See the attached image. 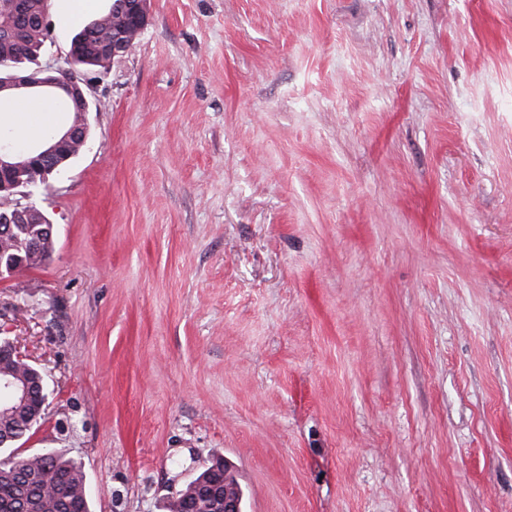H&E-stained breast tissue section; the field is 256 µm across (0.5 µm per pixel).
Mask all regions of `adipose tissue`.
<instances>
[{
    "instance_id": "obj_1",
    "label": "adipose tissue",
    "mask_w": 512,
    "mask_h": 512,
    "mask_svg": "<svg viewBox=\"0 0 512 512\" xmlns=\"http://www.w3.org/2000/svg\"><path fill=\"white\" fill-rule=\"evenodd\" d=\"M12 130L15 137L31 144H43L47 133L61 131L65 117L45 98H21L11 111L0 113V127Z\"/></svg>"
}]
</instances>
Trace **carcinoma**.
<instances>
[{"label":"carcinoma","instance_id":"cac0c4a2","mask_svg":"<svg viewBox=\"0 0 512 512\" xmlns=\"http://www.w3.org/2000/svg\"><path fill=\"white\" fill-rule=\"evenodd\" d=\"M45 0H0V15L10 23L0 29V63L25 67L40 55L46 41L39 18ZM128 41L133 32L122 28L120 11L110 8L99 12L74 36L78 40L73 61L64 77L77 76V69L105 70L112 53L100 48L112 42V35ZM37 210L33 209L13 225V232L0 241V249L19 256L27 265L37 267L52 248L45 234L38 233ZM41 419L38 400L18 410L10 419L0 421V512H92L86 490L82 463L54 449L39 457L12 455L17 439L26 437ZM224 461L217 459L205 467L195 482L210 483L219 477Z\"/></svg>","mask_w":512,"mask_h":512}]
</instances>
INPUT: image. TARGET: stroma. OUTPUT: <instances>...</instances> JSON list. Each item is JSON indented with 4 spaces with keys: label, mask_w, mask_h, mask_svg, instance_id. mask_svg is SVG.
Wrapping results in <instances>:
<instances>
[{
    "label": "stroma",
    "mask_w": 512,
    "mask_h": 512,
    "mask_svg": "<svg viewBox=\"0 0 512 512\" xmlns=\"http://www.w3.org/2000/svg\"><path fill=\"white\" fill-rule=\"evenodd\" d=\"M28 200L22 453L93 512L224 459L246 512H512V0H149ZM38 62L75 27L48 0Z\"/></svg>",
    "instance_id": "35a3bbf8"
}]
</instances>
